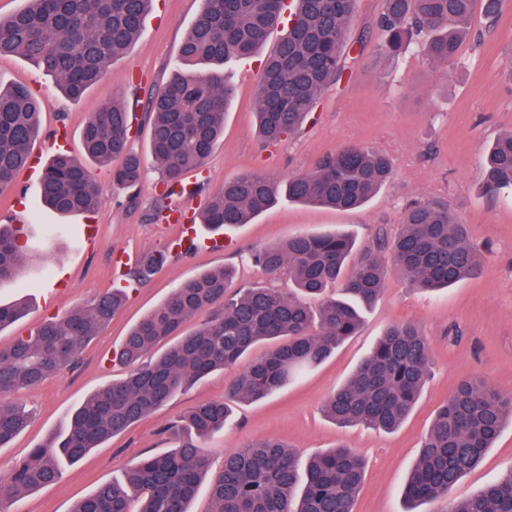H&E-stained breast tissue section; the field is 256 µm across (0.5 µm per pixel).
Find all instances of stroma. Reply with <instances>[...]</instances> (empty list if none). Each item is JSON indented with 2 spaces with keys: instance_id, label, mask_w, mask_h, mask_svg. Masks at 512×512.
Instances as JSON below:
<instances>
[{
  "instance_id": "obj_1",
  "label": "stroma",
  "mask_w": 512,
  "mask_h": 512,
  "mask_svg": "<svg viewBox=\"0 0 512 512\" xmlns=\"http://www.w3.org/2000/svg\"><path fill=\"white\" fill-rule=\"evenodd\" d=\"M204 0H154L143 36L114 59L103 77L78 101L61 92L56 79L17 54L0 56V85L28 86L45 99L41 129L34 144L43 158L56 148L57 129L69 133L71 154L81 153V132L90 112L121 100L143 119L149 91L163 87L179 64V49ZM383 0H358L349 26L355 61L345 78L319 97L311 118L295 136L268 148L258 139L255 81L263 55L224 64V78L235 97L224 118V135L203 168L185 178L188 193L169 205L185 213L199 211L226 180L251 171L280 178L313 171L324 155L345 146L374 149L393 161L395 175L365 206L353 211L314 207L280 199L252 223L225 230L222 247H213L205 225L157 220L153 206L160 193L158 173L147 133L131 147L144 159L145 174L126 189L112 180V170L88 162L102 204L90 215L62 216L45 207L38 177L19 174L0 192V225L22 228L29 254L22 284H0V302H20L23 316L0 330V348L30 332L42 319L88 306L121 283L116 258L124 252H170L168 263L144 285L129 289L124 309L97 335L86 340L75 368L37 388L20 393L33 412L27 430L0 448V477L31 448L56 437L70 413L99 388L124 377L112 351L130 329L184 281L227 266L237 270V285L251 288L274 283L288 290L287 277L268 280L248 257L260 248L300 234L346 231L359 246L371 245L380 226L397 229L414 200L436 197L467 224L471 241L487 248L486 262L475 277L426 293L389 270L378 302L364 314L360 333L321 365L306 370L281 390L256 402L232 406L229 425L204 441L214 466L249 440L276 437L300 458L344 444L367 460L364 485L355 512H403L404 482L417 461L422 436L435 411L461 381L488 378L512 394V195L484 192V148L512 131V7L503 8L495 25L474 11L470 34L455 63H434L418 47L396 59L378 58L381 40L375 21ZM97 227L90 252L80 246L85 225ZM420 326L431 344L433 374L409 418L396 431L362 425L342 427L327 419L326 397L352 374L385 329L394 323ZM232 370L217 371L178 392L131 429L94 449L79 462L62 464L59 481L33 491L11 512H71L73 505L102 483L121 478L133 461L174 448L168 425L183 421L200 400L220 399ZM512 470V423H506L480 465L453 488V499L468 498Z\"/></svg>"
}]
</instances>
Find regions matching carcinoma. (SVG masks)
<instances>
[{
    "mask_svg": "<svg viewBox=\"0 0 512 512\" xmlns=\"http://www.w3.org/2000/svg\"><path fill=\"white\" fill-rule=\"evenodd\" d=\"M153 0H25L0 16V54L17 53L55 77L69 99L81 100L106 66L142 35ZM180 47V66L147 100L150 147L168 190H184L183 176L200 168L224 133V114L234 88L224 81L227 59L257 53L283 24L288 30L264 61L256 83L259 134L267 144L298 133L316 100L338 83L347 66L348 27L357 0H204ZM475 0H384L376 28L385 36L381 52L396 58L413 44L439 64L457 60L468 37ZM47 102L22 85L0 88V189L24 169L39 134ZM131 115L120 101L91 113L82 130L85 155L112 166L113 180L135 186L142 160L129 148ZM393 165L383 152L348 147L328 155L305 175L279 181L243 173L224 182L207 201L202 223L212 231L250 223L281 196L292 202L357 209L391 179ZM483 187L512 191V132L485 150ZM43 202L62 215L92 213L101 200L85 163L66 152L43 167ZM20 230L0 227V284L21 278L29 256ZM352 235L337 231L300 235L259 249L251 263L276 276L288 273L294 292L273 286L233 288L230 268L208 271L184 282L167 300L137 322L115 359L129 374L94 392L66 419L61 436L31 449L0 478L4 504L55 483L60 462L80 461L93 448L128 430L141 418L211 373L235 366L255 347L267 350L227 384L224 401L203 399L184 426L171 427L178 446L132 463L121 479L100 484L71 512H191L199 487L208 483L210 512H354L365 473L364 459L343 445L312 455L300 465L295 452L277 439L256 441L224 455L213 472L198 441L224 429L230 403L261 400L303 371L321 364L356 335L363 313L379 298L393 267L415 287L434 290L476 274L484 255L462 219L437 199L411 203L395 233L381 228L373 246L355 265ZM147 253L127 273L142 285L165 262ZM341 283V295L322 298ZM125 288L114 287L90 306L37 325L0 349V448L22 433L30 415L8 402L11 394L42 383L75 366L85 340L112 319ZM208 311V321L184 333L183 325ZM22 314L21 305L0 304V330ZM166 349L152 362L141 359ZM431 347L414 323L389 326L350 377L324 403V414L340 426L363 424L392 432L410 415L428 381ZM512 421V396L483 379L461 382L436 410L419 458L408 474L406 512L448 492L482 461L505 421ZM448 512H512V471L476 495L452 502Z\"/></svg>",
    "mask_w": 512,
    "mask_h": 512,
    "instance_id": "1",
    "label": "carcinoma"
}]
</instances>
